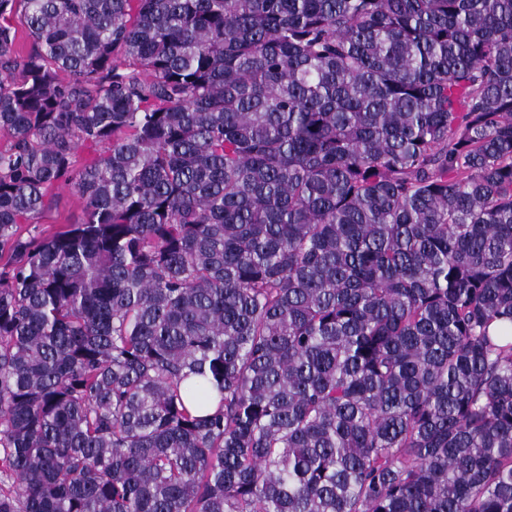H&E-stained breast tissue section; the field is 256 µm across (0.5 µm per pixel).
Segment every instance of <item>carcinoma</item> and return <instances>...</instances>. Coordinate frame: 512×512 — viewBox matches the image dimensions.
Wrapping results in <instances>:
<instances>
[{
	"label": "carcinoma",
	"instance_id": "obj_1",
	"mask_svg": "<svg viewBox=\"0 0 512 512\" xmlns=\"http://www.w3.org/2000/svg\"><path fill=\"white\" fill-rule=\"evenodd\" d=\"M3 257L0 512H512V0H0ZM82 216V205L77 194L68 185L60 188L54 208L43 215L39 224H21L20 232L27 236V229L38 226L44 233L59 230L65 224H73Z\"/></svg>",
	"mask_w": 512,
	"mask_h": 512
}]
</instances>
